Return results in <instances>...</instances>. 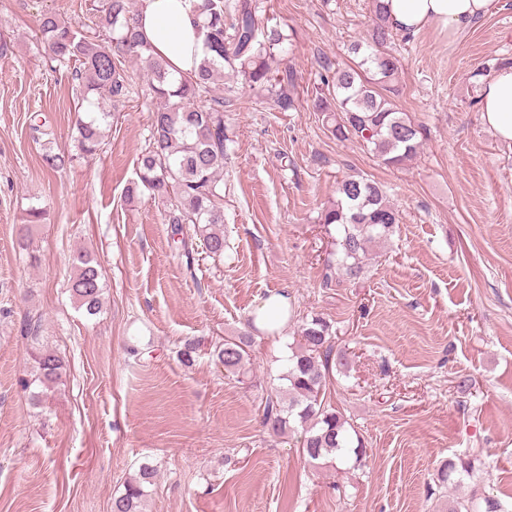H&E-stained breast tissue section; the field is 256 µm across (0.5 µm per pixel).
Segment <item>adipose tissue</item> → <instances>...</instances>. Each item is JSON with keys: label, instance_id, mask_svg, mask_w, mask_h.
Segmentation results:
<instances>
[{"label": "adipose tissue", "instance_id": "ef3b65f1", "mask_svg": "<svg viewBox=\"0 0 512 512\" xmlns=\"http://www.w3.org/2000/svg\"><path fill=\"white\" fill-rule=\"evenodd\" d=\"M394 30L413 35L434 27L457 35L486 16L492 0H383ZM193 0H139L138 30L154 56L174 74L197 71L209 52L199 30ZM482 118L504 143L512 144V66L498 70L480 94ZM289 297L270 293L252 314L254 328L269 336L282 335L288 322Z\"/></svg>", "mask_w": 512, "mask_h": 512}]
</instances>
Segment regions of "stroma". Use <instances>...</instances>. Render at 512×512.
Returning <instances> with one entry per match:
<instances>
[{
    "label": "stroma",
    "instance_id": "1",
    "mask_svg": "<svg viewBox=\"0 0 512 512\" xmlns=\"http://www.w3.org/2000/svg\"><path fill=\"white\" fill-rule=\"evenodd\" d=\"M97 3L0 0V512H111L145 461L157 468L146 512H448L476 492L512 512V146L479 106L493 64L512 60V0H494L460 36L426 28L388 45L395 102L424 128L401 167L336 139L312 108L321 58L348 62L347 45L372 26L370 0H260L263 23L285 36L271 66L295 70V108H270L229 70L214 85L230 138L226 246L219 258L197 253L190 272L160 203L125 195L158 100L143 84L119 103L90 93L110 118L101 150L80 153L75 83L40 40L41 14L89 32ZM35 114L50 144L31 130ZM48 150L70 164L47 169ZM349 174L380 183L400 224L361 278L327 287L336 230L318 215ZM32 206L48 219L25 235ZM83 250L104 286L92 320L67 288ZM274 291L288 292L293 316L283 335H255L251 380L239 382L212 346L248 332ZM29 315L66 361L38 406ZM311 315L350 355L326 397L364 443L362 463H309L299 433L261 425ZM188 339L200 348L186 367L177 352ZM474 448L476 478L440 486V466Z\"/></svg>",
    "mask_w": 512,
    "mask_h": 512
}]
</instances>
